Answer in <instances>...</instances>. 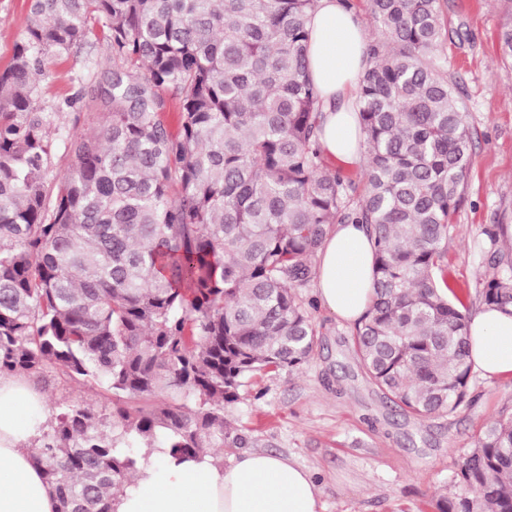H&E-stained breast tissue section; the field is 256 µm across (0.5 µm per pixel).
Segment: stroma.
<instances>
[{
  "label": "stroma",
  "instance_id": "35a3bbf8",
  "mask_svg": "<svg viewBox=\"0 0 512 512\" xmlns=\"http://www.w3.org/2000/svg\"><path fill=\"white\" fill-rule=\"evenodd\" d=\"M448 23V76L474 138L465 178V202L448 236L450 286L471 312L482 308L477 280L486 269V231L512 227V65L500 58L498 35L512 24V0H441ZM30 0H0V70L12 62ZM102 48L80 45L54 60L41 84L42 105L72 131L71 101L87 70L108 68ZM316 330L312 358L249 378L225 404L231 425L253 437L254 449L292 458L313 476L322 512H436L434 504L456 490L463 456L473 437L512 405V380L473 373L474 401L451 415L418 421L392 411L364 375L346 324L321 307L314 286L301 289ZM46 416L59 402L81 399L108 413L112 397L93 385L37 382Z\"/></svg>",
  "mask_w": 512,
  "mask_h": 512
}]
</instances>
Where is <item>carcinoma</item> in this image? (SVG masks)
<instances>
[{"mask_svg":"<svg viewBox=\"0 0 512 512\" xmlns=\"http://www.w3.org/2000/svg\"><path fill=\"white\" fill-rule=\"evenodd\" d=\"M376 33L355 99L366 188L325 168L309 72L316 0H31L0 70V372L112 395L111 431L65 400L31 441L57 512H112L161 440L175 459L248 448L224 418L244 380L315 351L298 289L335 224L374 240L359 364L417 420L474 401L469 316L447 242L472 139L448 79L440 0H367ZM100 26L67 138L41 107L51 57ZM512 62V25L499 33ZM176 108V126L165 114ZM70 166L48 179L58 146ZM487 308L512 306V250L489 233ZM438 512H512V408L463 457Z\"/></svg>","mask_w":512,"mask_h":512,"instance_id":"cac0c4a2","label":"carcinoma"}]
</instances>
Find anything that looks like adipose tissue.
<instances>
[{"label":"adipose tissue","instance_id":"1","mask_svg":"<svg viewBox=\"0 0 512 512\" xmlns=\"http://www.w3.org/2000/svg\"><path fill=\"white\" fill-rule=\"evenodd\" d=\"M310 72L324 100L323 154L348 165L363 157L352 105L367 66V40L344 0H317L310 17ZM375 250L360 224H337L318 252L316 295L338 319L358 322L370 304ZM470 362L489 379L512 376V307L486 310L469 324ZM45 400L26 378L0 375V512H56V495L29 442ZM115 512H320L319 488L293 459L265 451L218 465L202 452L181 461L157 448Z\"/></svg>","mask_w":512,"mask_h":512}]
</instances>
